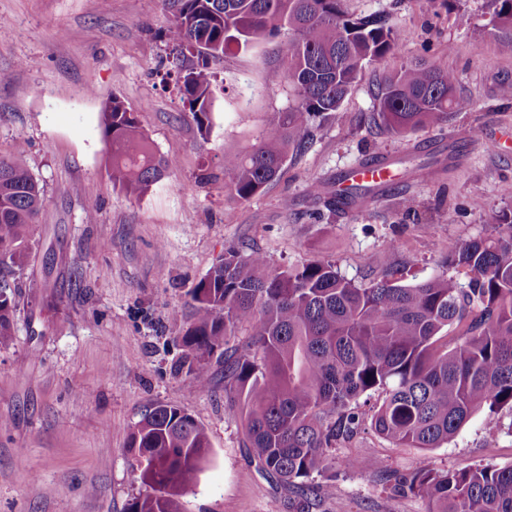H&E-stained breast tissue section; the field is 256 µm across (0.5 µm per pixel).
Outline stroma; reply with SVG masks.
Listing matches in <instances>:
<instances>
[{"label":"stroma","instance_id":"1","mask_svg":"<svg viewBox=\"0 0 512 512\" xmlns=\"http://www.w3.org/2000/svg\"><path fill=\"white\" fill-rule=\"evenodd\" d=\"M357 16L382 14L406 34L398 55L366 67L301 156L253 198L224 191V156L254 142L266 115L294 96L278 42L216 62L214 125L201 138L185 112L165 32L172 0H0V156L24 149L45 202L25 266L11 279L13 338L0 347V512H128L145 488L133 479L130 433L156 403L184 409L206 430L210 453L180 512H288L293 493L259 471L238 410L224 405V360L209 389L181 368L178 317L187 292L235 247L270 267L332 263L358 284L393 274L408 284L446 272L437 243L490 233L512 209V46L489 24L488 0H347ZM465 13L469 26L456 18ZM442 60L471 96L468 112L406 137L371 133L372 84L412 60ZM119 97L161 154L172 179L142 196L114 187L100 127ZM395 181L363 210H327L312 184L379 157ZM437 160L435 179L417 176ZM413 199L418 221L404 219ZM95 219H88V207ZM498 428L475 414L437 448H399L365 430L336 450L331 488L312 512H426L391 490L420 460L439 469L512 465V411ZM348 457L380 471L349 470Z\"/></svg>","mask_w":512,"mask_h":512}]
</instances>
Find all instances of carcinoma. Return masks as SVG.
<instances>
[{
    "label": "carcinoma",
    "mask_w": 512,
    "mask_h": 512,
    "mask_svg": "<svg viewBox=\"0 0 512 512\" xmlns=\"http://www.w3.org/2000/svg\"><path fill=\"white\" fill-rule=\"evenodd\" d=\"M489 2L492 29L512 41V0ZM173 4L165 37L179 52L177 84L204 139L213 127L212 62L233 46L287 36L280 63L294 103L270 113L247 151L224 155V188L240 201L277 179L289 156L302 155L363 68L395 54L404 39L385 16L350 14L346 0ZM375 97L369 123L396 136L472 109L453 72L435 60L384 77ZM100 125L113 185L140 196L175 170L121 100L104 102ZM371 192L350 184L344 201L329 193L324 206L350 209ZM43 202L24 151L0 158V346L11 341L16 309L7 276L25 263ZM440 252L456 275L356 284L328 262L272 269L262 253L231 247L189 290L182 361L206 389L210 358L224 350V404L242 406L257 467L296 489L292 512H310L322 489L314 476L367 420L399 447L438 448L476 411L487 409L495 425L499 410H512V211L495 215L491 234ZM243 327L249 340L227 348ZM450 327L457 342L443 347ZM376 392L384 399L367 419L357 402ZM130 445L140 457L134 479L148 488L130 512H179L178 496L209 455L205 429L180 407L159 404L135 425ZM396 485L424 499L427 512H512V465L417 467Z\"/></svg>",
    "instance_id": "obj_1"
}]
</instances>
